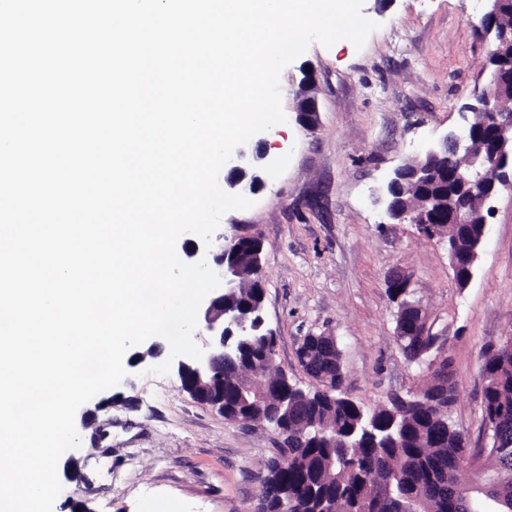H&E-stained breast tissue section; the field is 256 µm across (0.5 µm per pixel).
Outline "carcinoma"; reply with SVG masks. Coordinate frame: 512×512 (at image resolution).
<instances>
[{"label": "carcinoma", "instance_id": "1", "mask_svg": "<svg viewBox=\"0 0 512 512\" xmlns=\"http://www.w3.org/2000/svg\"><path fill=\"white\" fill-rule=\"evenodd\" d=\"M264 245L260 237L235 240L228 259L244 266L251 286L239 290L233 302L251 311L262 299ZM276 345L274 333L264 327L247 337L237 362L224 365V418L242 423L265 422L274 431H288V461L281 456L266 464L255 512H392L386 499L392 478L401 489L421 496L419 512H460L459 492L446 489L433 495L429 486L443 469H456L463 452L450 412L439 414L427 394L419 404L402 410L403 400L367 410L343 392L345 375L341 350L322 364L316 346L306 355L319 387L305 391L288 374L270 364ZM483 420L487 434L499 426L512 433V357L489 349L483 356ZM300 405L307 429L299 438L297 423L281 421L279 403ZM493 496L477 492L471 512H498V501L512 502V459L500 454L492 440L482 448Z\"/></svg>", "mask_w": 512, "mask_h": 512}]
</instances>
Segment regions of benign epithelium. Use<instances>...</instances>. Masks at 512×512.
<instances>
[{
  "label": "benign epithelium",
  "mask_w": 512,
  "mask_h": 512,
  "mask_svg": "<svg viewBox=\"0 0 512 512\" xmlns=\"http://www.w3.org/2000/svg\"><path fill=\"white\" fill-rule=\"evenodd\" d=\"M488 10L481 20V31L488 38L487 58L507 46L512 47V27H497L492 22L501 0H487ZM463 125L449 133L434 147L415 161L396 169L387 185V192L400 189L399 203H387L389 218L417 226L420 234L427 239L444 237L437 231L441 224L464 229L471 224H488L494 213L493 201L498 187L512 183V98H506L499 78V72L489 70V84L484 92L474 97V102L463 107ZM481 118L482 124L490 127L493 141L489 150L478 148L473 132L474 121ZM295 121L303 129L316 128L318 107L316 99H310L308 111L297 106ZM453 152L458 160L456 179L464 190L479 196L477 209L473 210L465 199L457 198L446 191H427L430 185L439 181L440 174L435 163L441 157ZM267 154L263 150L239 149L226 162L227 175L224 184L240 193H255L264 185L262 179L263 161ZM228 246L216 240L204 250L206 260L212 262L211 269L220 277L221 284L202 301L198 310V325L195 335L204 336L201 359L179 356L173 361L182 389L194 399L215 408L224 409V363L234 360L238 346L247 336V318L229 306L225 298L235 292L241 267L228 265L224 252ZM479 253L460 247L458 239H451L448 257L456 281L466 286L473 277ZM407 319L417 324L427 321L421 305L414 301L399 303L397 319ZM430 373L441 385L435 402L443 403L448 398V384L453 382L448 358L439 356L428 363Z\"/></svg>",
  "instance_id": "7a95c632"
}]
</instances>
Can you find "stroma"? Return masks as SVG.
<instances>
[{
	"label": "stroma",
	"mask_w": 512,
	"mask_h": 512,
	"mask_svg": "<svg viewBox=\"0 0 512 512\" xmlns=\"http://www.w3.org/2000/svg\"><path fill=\"white\" fill-rule=\"evenodd\" d=\"M484 0H364L377 23L363 46L315 43L281 72L289 120L263 132L264 187L253 205L225 213L215 237L260 235L264 315L276 336V365L305 387L304 336H336L344 389L374 408L405 397L427 379L394 340L397 308L390 273L412 281L437 346L457 383L452 419L471 444H483L481 371L486 349L512 337V188H501L466 287L454 279L448 242L386 216V185L396 168L421 156L462 122L461 109L486 88L488 43L479 27ZM317 83L320 123L300 127L294 83L302 68ZM147 343L127 351L126 377L102 391L109 404L77 425L81 473L61 478L52 512L71 503L90 512H254L277 435L226 420L184 392L174 373L151 374L170 353Z\"/></svg>",
	"instance_id": "obj_1"
}]
</instances>
